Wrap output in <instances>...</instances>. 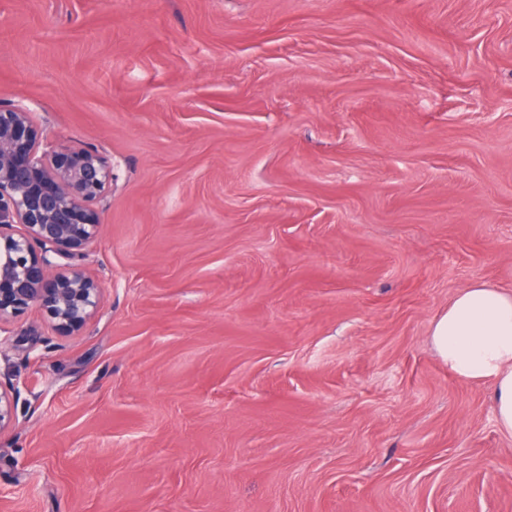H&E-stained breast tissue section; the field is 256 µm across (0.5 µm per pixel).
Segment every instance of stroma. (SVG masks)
<instances>
[{"mask_svg": "<svg viewBox=\"0 0 512 512\" xmlns=\"http://www.w3.org/2000/svg\"><path fill=\"white\" fill-rule=\"evenodd\" d=\"M112 165L98 315L0 323V512H512L430 331L512 290V0H0V105Z\"/></svg>", "mask_w": 512, "mask_h": 512, "instance_id": "35a3bbf8", "label": "stroma"}]
</instances>
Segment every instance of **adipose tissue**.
Listing matches in <instances>:
<instances>
[{
	"mask_svg": "<svg viewBox=\"0 0 512 512\" xmlns=\"http://www.w3.org/2000/svg\"><path fill=\"white\" fill-rule=\"evenodd\" d=\"M431 340L454 377L490 386L498 429L512 437V291L464 288L436 318Z\"/></svg>",
	"mask_w": 512,
	"mask_h": 512,
	"instance_id": "adipose-tissue-1",
	"label": "adipose tissue"
}]
</instances>
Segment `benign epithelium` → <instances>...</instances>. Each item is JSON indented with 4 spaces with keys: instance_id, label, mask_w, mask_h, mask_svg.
<instances>
[{
    "instance_id": "7a95c632",
    "label": "benign epithelium",
    "mask_w": 512,
    "mask_h": 512,
    "mask_svg": "<svg viewBox=\"0 0 512 512\" xmlns=\"http://www.w3.org/2000/svg\"><path fill=\"white\" fill-rule=\"evenodd\" d=\"M31 111L0 106V322L33 305L63 332L100 310L101 284L76 260L98 233L95 207L112 189V164L83 146L41 150ZM0 383V431L14 417Z\"/></svg>"
}]
</instances>
